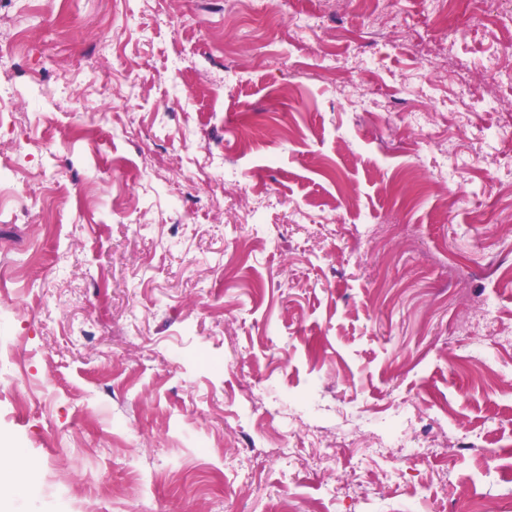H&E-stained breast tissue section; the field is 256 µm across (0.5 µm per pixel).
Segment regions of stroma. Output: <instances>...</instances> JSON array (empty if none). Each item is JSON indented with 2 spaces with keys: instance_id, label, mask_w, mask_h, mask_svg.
Here are the masks:
<instances>
[{
  "instance_id": "obj_1",
  "label": "stroma",
  "mask_w": 512,
  "mask_h": 512,
  "mask_svg": "<svg viewBox=\"0 0 512 512\" xmlns=\"http://www.w3.org/2000/svg\"><path fill=\"white\" fill-rule=\"evenodd\" d=\"M225 2L0 0V507L512 499V11Z\"/></svg>"
}]
</instances>
